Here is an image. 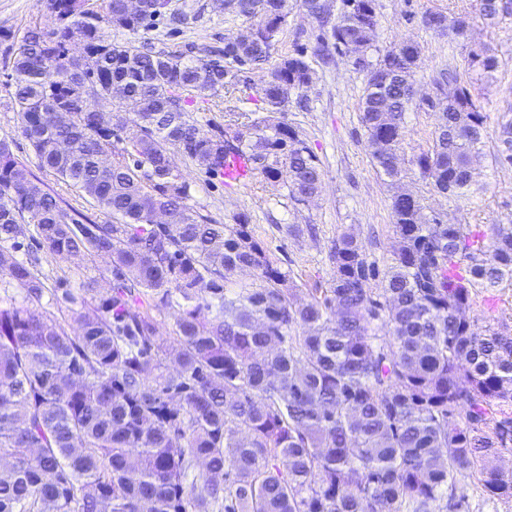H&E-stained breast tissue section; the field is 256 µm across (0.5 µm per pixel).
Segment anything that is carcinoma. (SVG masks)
I'll use <instances>...</instances> for the list:
<instances>
[{"mask_svg": "<svg viewBox=\"0 0 512 512\" xmlns=\"http://www.w3.org/2000/svg\"><path fill=\"white\" fill-rule=\"evenodd\" d=\"M54 25L22 37L12 63L19 132L40 168L104 215L99 223L44 188L0 142V275L38 301L44 283L4 247L34 231L64 259L105 257L95 281L64 300L77 332L26 305L0 308V512H432L456 477L512 500V336L470 320L477 289L512 285V217L473 231L424 213L400 185L404 114L421 72L415 43L371 60L375 0H340L313 47L266 68L288 0H227L246 26L224 49L158 50L141 32L169 0H49ZM485 20L512 16V0H479ZM134 39L117 44L103 28ZM85 33L69 52L70 33ZM365 75L360 122L373 165L396 189L394 263L379 270L351 232L334 241L330 286L304 303L285 287L241 214L216 224L189 204L177 158L212 175L236 155L306 203L320 191L316 156L285 121L293 91L313 83L308 55L330 51ZM483 75L498 66L469 54ZM266 70V115L233 134L187 110L205 93L248 88ZM429 110L443 112L432 146L413 160L440 195L472 201L473 163L490 134L495 163L512 167V116L489 132L471 84L448 59L430 76ZM118 106L113 120L105 109ZM167 214L158 224L155 215ZM240 270L255 282L226 287ZM381 279V287L371 281ZM179 299L173 343L141 310ZM215 306L219 315L201 317ZM204 466L200 492L187 485Z\"/></svg>", "mask_w": 512, "mask_h": 512, "instance_id": "1", "label": "carcinoma"}]
</instances>
